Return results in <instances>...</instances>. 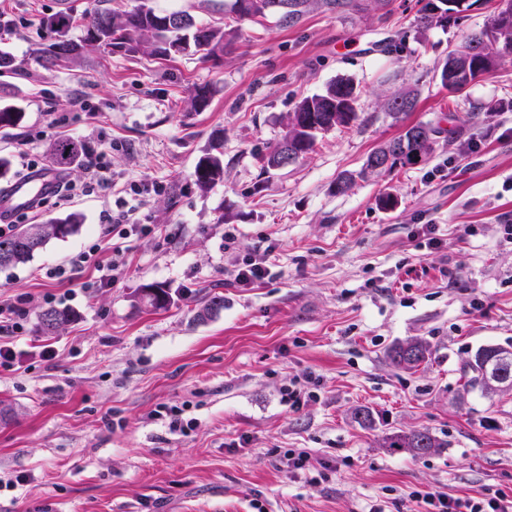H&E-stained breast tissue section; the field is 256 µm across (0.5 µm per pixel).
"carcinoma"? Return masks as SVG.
<instances>
[{
  "label": "carcinoma",
  "mask_w": 512,
  "mask_h": 512,
  "mask_svg": "<svg viewBox=\"0 0 512 512\" xmlns=\"http://www.w3.org/2000/svg\"><path fill=\"white\" fill-rule=\"evenodd\" d=\"M288 5L282 10L273 7L275 2ZM133 5L124 10L109 12L95 8L82 18L83 42L99 46L112 53L143 54L156 58H167L173 54H199L208 59L224 52L240 37L239 22L250 20L262 22L276 19L284 27H295L310 13L321 11L330 15L378 12L389 0H224V7L235 10L239 4L241 15L235 19L224 16V23H198L183 10L158 11L151 0H132ZM457 0H424L420 9L419 22L428 27L433 24L445 26L456 22ZM46 26L53 29L59 39L40 52L43 66L49 68L61 61L71 59L79 45L66 39L74 24V18L66 11L59 12L46 20ZM486 44L491 52L483 56L471 53V45ZM512 55V0H500L491 29L475 32L448 53V59L438 72L441 85L451 92H460L477 79L478 74L487 73L500 64L501 53ZM0 69L24 73L25 60H20L8 51L0 50ZM212 91L207 86H196L192 92L193 111L201 112L210 103ZM359 94L356 86L349 81L338 80L328 84L320 93L303 97L288 114L286 131L264 157V171L276 169L283 153L298 161L309 154L314 147L317 134L349 125L356 120V105ZM414 93L398 90L385 99L389 114L401 121L416 108ZM21 108L15 105H0V128L14 127L22 119ZM440 128L431 124H415L405 127L395 139L372 151L358 175L345 174L336 181V191L347 190L355 177L366 178L379 175L396 167L417 165L426 160ZM83 143L65 139L53 143L49 156L51 164L58 169H69L78 163L83 155ZM375 154L391 155L388 166L376 170L372 167ZM193 177L203 191L210 189L224 179V153L207 152L195 166ZM83 224V217L71 213L64 218L51 219L44 224H27L9 237L0 238V271L29 262L34 254L52 239H64L77 233ZM142 298L156 309H165L171 302L169 292L161 287L149 285L141 290ZM73 320V314L66 309L50 307L38 318V331L43 336L58 334ZM499 353L512 356V350L501 346L479 348L468 363L471 371L465 388L479 389L489 393L487 363ZM432 355L428 342L420 339L416 353L405 356L404 345L393 348L389 357L393 364L415 369ZM429 448H441L443 442L430 432L421 429L401 431L386 435L379 442L382 448L404 450L413 458L421 459L422 442Z\"/></svg>",
  "instance_id": "cac0c4a2"
}]
</instances>
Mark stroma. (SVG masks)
Wrapping results in <instances>:
<instances>
[{"instance_id": "35a3bbf8", "label": "stroma", "mask_w": 512, "mask_h": 512, "mask_svg": "<svg viewBox=\"0 0 512 512\" xmlns=\"http://www.w3.org/2000/svg\"><path fill=\"white\" fill-rule=\"evenodd\" d=\"M96 3L0 0V42L26 61L25 74H0V98L25 105L20 127L0 129V154L20 165L33 127L46 132L32 146L43 157L61 137L108 143L116 182L106 196L37 205L29 223L70 212L84 222L0 272V295H24L27 310L10 340L17 357L0 367V512H254L256 501L266 512H369L383 500L407 512L415 489L512 494V391L467 393L462 377L479 348L512 349V56L458 94L437 76L449 49L490 27L498 0H461L447 27L419 25L421 0H392L384 14L314 12L291 28L243 22L215 60L88 47L43 69L38 53L54 38L45 18ZM392 38L401 50L387 49ZM339 79L361 91L358 120L319 135L299 163L263 172L296 103ZM197 85L213 90L202 112L189 107ZM407 89L417 97L409 123L442 129L428 160L337 192L340 174L400 134L381 94ZM77 96L90 111L74 110ZM215 148L224 178L203 191L193 171ZM385 195L393 209L380 207ZM123 201L140 202L150 227L124 240V277L105 285L92 267L71 283L48 277L97 249L102 211ZM427 226L445 250L428 248ZM261 255L269 277L234 283L233 270ZM147 284L172 304L141 303ZM53 297L76 317L42 336L38 315ZM414 337L431 359L392 366L387 351ZM308 374L317 396L289 408L284 388ZM181 403L196 420L186 435L156 415ZM363 406L373 427L351 418ZM410 429L444 448L416 460L377 444ZM292 448L328 464L327 479L289 475L282 453Z\"/></svg>"}]
</instances>
